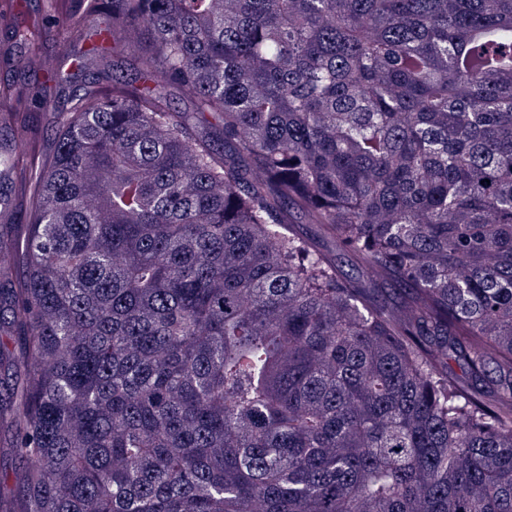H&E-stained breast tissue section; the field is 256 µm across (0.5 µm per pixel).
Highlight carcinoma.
Listing matches in <instances>:
<instances>
[{"label": "carcinoma", "mask_w": 512, "mask_h": 512, "mask_svg": "<svg viewBox=\"0 0 512 512\" xmlns=\"http://www.w3.org/2000/svg\"><path fill=\"white\" fill-rule=\"evenodd\" d=\"M76 2L31 194L0 83V512H512V0ZM69 62L65 63L64 70L69 72ZM94 70L90 68L85 72L70 71L67 82H63L44 93L47 102L44 106L35 109L31 114V124L37 132L42 152L46 161H50L54 152L55 117L58 112H65L72 106L75 95L82 94L83 85L92 76Z\"/></svg>", "instance_id": "1"}]
</instances>
